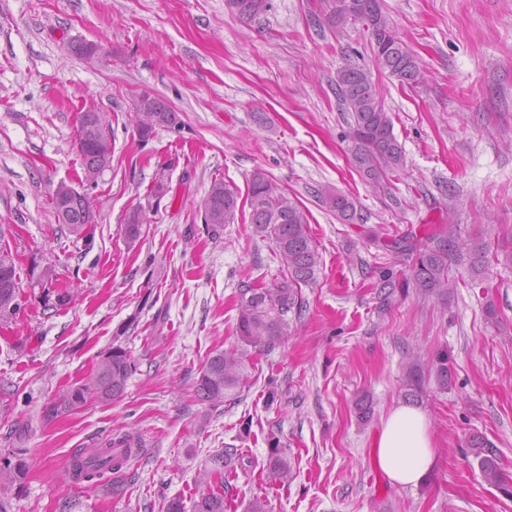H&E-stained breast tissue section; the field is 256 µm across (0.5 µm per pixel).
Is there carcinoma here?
Masks as SVG:
<instances>
[{
	"label": "carcinoma",
	"mask_w": 512,
	"mask_h": 512,
	"mask_svg": "<svg viewBox=\"0 0 512 512\" xmlns=\"http://www.w3.org/2000/svg\"><path fill=\"white\" fill-rule=\"evenodd\" d=\"M244 22L254 21L271 8V0H227ZM319 27L328 28L338 36L355 23L365 26L374 57L382 69L402 86H417L424 81V72L418 57L403 40L400 32L386 14L382 0H323L319 14ZM336 97L340 110L350 116L348 151L355 171L367 183L377 186L388 175L403 169L405 154L394 134L390 112L384 106L381 92L366 70L346 64L336 71ZM138 135L149 140L160 127L174 128L179 119L162 98L144 93L135 103ZM78 156L94 148L107 161H112V137L91 142L88 130L76 124ZM322 202L336 215L348 222L357 220L354 199L325 186L320 190ZM237 189L223 180L211 183L206 195L198 204L197 212L208 231L217 237L224 225L234 221L238 209ZM250 223L261 236L273 241L283 265L284 279L272 288H255L245 285L239 289L236 333L241 343L258 350H270L288 334V315L302 314L304 300L301 288L313 283L319 270L320 257L313 242L305 210L291 200L276 182L262 169L254 171L248 190ZM145 216L135 209L127 217L125 236L135 242L141 235ZM384 247L395 254L412 258L411 275L400 277L393 269L378 271L376 288L380 304L385 305L398 289L414 287L424 295L441 293L448 288V264L462 262L465 255L487 254L480 244L457 240L447 228L435 230L426 239L405 236L384 242ZM37 282L43 287L39 299L48 308L67 305L72 295L53 288L56 282L54 268L47 266L38 274ZM19 282L12 288H0V321H7L20 308ZM244 352L216 350L210 353L196 382L197 399L213 409L232 404L239 397L244 380ZM136 365L126 349L114 346L100 358L94 371L79 384L67 389L44 409V417L53 419L68 415L91 400L112 401L122 396L127 381ZM434 373L437 384L446 389L452 382V369L448 353L436 355ZM426 375L416 360L408 362L405 397L414 400L422 397ZM131 436L116 441L107 440L95 448H79L70 459V466L80 479L92 483H105L112 495L120 497L126 491L122 479H105L107 473L116 474L124 468L139 449L130 446ZM26 449L7 448L0 452V512H11L12 490L23 483L27 475L24 458ZM468 454L488 485L512 498V486L503 477L497 449L480 435L469 440ZM242 450L227 444L212 454L200 471L197 483L201 486L194 500L193 512H224V494L229 476L244 468ZM264 468L269 476L278 480L288 479L292 466L282 448L269 451Z\"/></svg>",
	"instance_id": "1"
}]
</instances>
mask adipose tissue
<instances>
[{"mask_svg":"<svg viewBox=\"0 0 512 512\" xmlns=\"http://www.w3.org/2000/svg\"><path fill=\"white\" fill-rule=\"evenodd\" d=\"M378 463L401 487L423 484L436 466L424 413L409 404L395 406L382 423L377 443Z\"/></svg>","mask_w":512,"mask_h":512,"instance_id":"1","label":"adipose tissue"}]
</instances>
